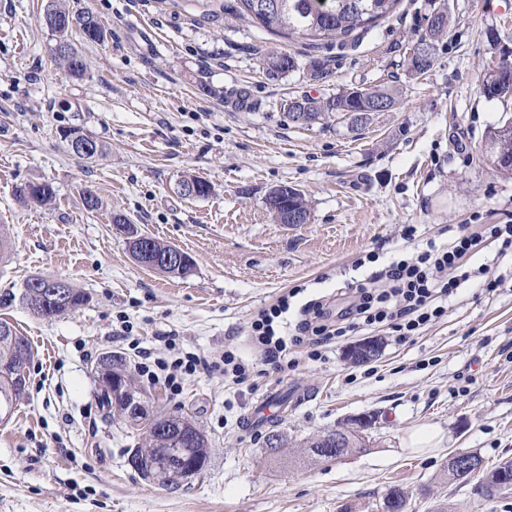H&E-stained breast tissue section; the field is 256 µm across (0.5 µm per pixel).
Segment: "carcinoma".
I'll return each instance as SVG.
<instances>
[{"mask_svg": "<svg viewBox=\"0 0 512 512\" xmlns=\"http://www.w3.org/2000/svg\"><path fill=\"white\" fill-rule=\"evenodd\" d=\"M399 0H236L231 6L233 14L248 19L270 34L288 38H302L314 45L344 44L361 32L374 27L379 21L394 12ZM44 10L69 16L73 25L52 30L57 40H69V34L77 29L85 40L101 43L107 38V32L88 11L73 12L66 8L65 0H47ZM449 17L445 10L436 11V15L428 16L425 33L412 42L413 50L408 56L406 65L414 76L426 74L433 66L437 44L448 34ZM263 69L268 77L277 80L298 69L296 59L286 53L270 51L263 57ZM512 64H502L486 69L482 74L479 88L487 98L512 97ZM399 92L396 89L353 87L340 91L328 98H312L307 95L295 97L297 109L307 112L311 122L343 112H363L376 100L386 102L387 111L391 112L399 105ZM512 120L493 128L488 134V149L492 167L500 173H512ZM55 198L53 187L46 182H30L19 192V199L47 205ZM266 207L275 224L286 223L288 213H295L302 224L310 221L311 212L306 199L296 189L290 187L288 192L277 196L266 197ZM112 224L124 235L127 249L136 263L169 276H185L193 265H184L179 269L159 267L152 263V256L162 254L171 249L152 236L142 234L135 224L123 213L112 215ZM88 296L81 291H72L70 303L58 306L54 317L68 314L86 304ZM18 342L24 345L21 353H12L11 345L0 339V359L11 357L12 366L19 381L6 382L0 380V403L9 401L18 405L26 396L29 377L28 365L33 358L32 345L20 331H15ZM103 372H94V379L100 392L101 401L109 408L114 404L109 400V387L112 379L135 387V382L128 370L126 361L120 356L106 354L100 358ZM119 419L127 427L136 431L140 437L136 455L144 461H154L159 449L168 446L169 441L176 438L181 447L185 448L187 459L201 467L205 466L209 457V442L204 432L189 418L182 415H167L163 412L151 413L149 416H137L131 421L122 410H117ZM310 460L341 458L353 452L367 449L355 434L345 432V428L329 431L307 443ZM185 467L173 462L156 470L155 483L161 486H173L185 479ZM512 487V468L500 463L481 481V491L487 496ZM406 492L400 487L391 488L380 505L381 512H404Z\"/></svg>", "mask_w": 512, "mask_h": 512, "instance_id": "cac0c4a2", "label": "carcinoma"}]
</instances>
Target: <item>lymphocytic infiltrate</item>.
<instances>
[{"label": "lymphocytic infiltrate", "mask_w": 512, "mask_h": 512, "mask_svg": "<svg viewBox=\"0 0 512 512\" xmlns=\"http://www.w3.org/2000/svg\"><path fill=\"white\" fill-rule=\"evenodd\" d=\"M497 241L501 251L512 250V224H465L450 246L429 245L414 258L392 262L352 290L351 303L338 315H331L325 303L307 302L302 317L293 330H285L284 321L291 306V294L261 310L251 323V337L260 350L264 364L295 369L298 358L291 351L300 347L304 358L321 360L330 344L380 325L390 326L397 341L418 335L427 325L445 313L441 304L458 288L475 276L486 277V286L498 288L502 280L490 276L488 268L470 269L464 263L482 238ZM219 371L234 383L249 380L252 371L248 363L228 351L220 360L208 361L188 352L177 358L157 357L138 363V374L151 382L164 383L171 394H179L184 376L197 370Z\"/></svg>", "instance_id": "f902f5d3"}]
</instances>
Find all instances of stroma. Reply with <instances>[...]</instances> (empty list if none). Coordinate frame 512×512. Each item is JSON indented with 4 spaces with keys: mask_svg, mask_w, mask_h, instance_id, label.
<instances>
[{
    "mask_svg": "<svg viewBox=\"0 0 512 512\" xmlns=\"http://www.w3.org/2000/svg\"><path fill=\"white\" fill-rule=\"evenodd\" d=\"M234 0H67L91 11L104 43H72L89 75L65 76L41 20L46 0H0V305L34 351L27 397L0 425V512H380L392 487L409 493L407 512H512V489L488 498L446 482L454 453L478 455L484 468L512 459V256L483 241L469 266L490 265L503 279L465 283L437 322L407 342L380 327L347 337L324 360L267 370L255 386L218 372L187 377L173 396L144 384L151 409L191 418L210 443L206 467L175 489L151 484L127 463L136 439L103 409L92 370L105 353L134 362L136 350L177 348L209 358L231 350L250 363L252 317L295 288L296 304L323 297L347 302L350 283L369 274L358 257L380 264L429 241L446 243L463 224H512V175L497 173L487 135L512 117V98H486L484 69L512 62V0H400L355 42L309 47L284 40L227 12ZM447 7L448 35L434 65L412 78L405 47ZM497 39H490V32ZM272 47L299 67L268 79ZM329 75L311 77L313 60ZM358 86H396L397 111L352 129L332 117L301 127L288 100L325 98ZM79 124L107 149L91 161L61 142ZM208 180L204 199L182 197L181 176ZM30 181L53 185V204L18 202ZM288 185L311 205V221L273 223L271 188ZM103 200L80 204L83 190ZM178 247L194 262L174 277L139 266L112 215ZM416 229L412 241L402 225ZM44 274L86 292L76 312L44 320L26 308L24 280ZM377 358L351 362L364 340ZM287 398L275 425L288 462H270L267 425L246 426L268 392ZM373 414L370 446L339 459L300 464L308 441ZM434 427L431 448L410 436Z\"/></svg>",
    "mask_w": 512,
    "mask_h": 512,
    "instance_id": "stroma-1",
    "label": "stroma"
}]
</instances>
